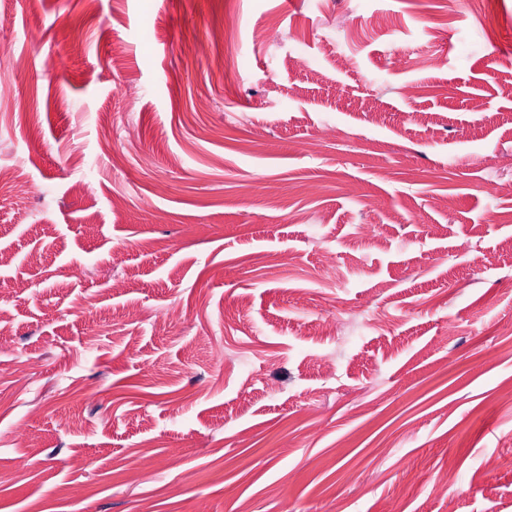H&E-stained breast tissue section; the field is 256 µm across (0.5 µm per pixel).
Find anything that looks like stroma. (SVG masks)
<instances>
[{
  "label": "stroma",
  "instance_id": "1",
  "mask_svg": "<svg viewBox=\"0 0 512 512\" xmlns=\"http://www.w3.org/2000/svg\"><path fill=\"white\" fill-rule=\"evenodd\" d=\"M511 77L512 0H0V512H512Z\"/></svg>",
  "mask_w": 512,
  "mask_h": 512
}]
</instances>
